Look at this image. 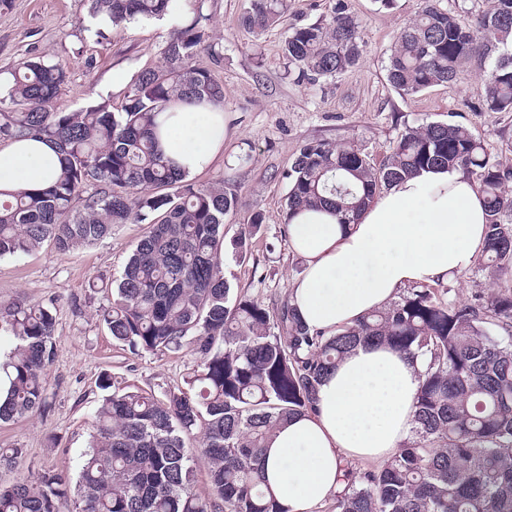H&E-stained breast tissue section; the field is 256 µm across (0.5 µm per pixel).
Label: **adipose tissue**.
<instances>
[{
    "label": "adipose tissue",
    "instance_id": "obj_1",
    "mask_svg": "<svg viewBox=\"0 0 512 512\" xmlns=\"http://www.w3.org/2000/svg\"><path fill=\"white\" fill-rule=\"evenodd\" d=\"M167 160L193 175L224 151L227 118L207 101L157 117ZM59 173L39 139L0 150V194L35 192ZM486 211L477 183L458 169H428L375 197L358 223L303 210L288 226L302 275L289 299L311 330L333 335L384 308L410 285L447 280L477 260ZM421 364L383 346L361 345L320 385L314 412L278 429L265 450V477L284 512H314L335 494L345 459H390L411 435Z\"/></svg>",
    "mask_w": 512,
    "mask_h": 512
}]
</instances>
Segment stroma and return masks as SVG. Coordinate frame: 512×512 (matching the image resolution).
<instances>
[{"instance_id": "stroma-1", "label": "stroma", "mask_w": 512, "mask_h": 512, "mask_svg": "<svg viewBox=\"0 0 512 512\" xmlns=\"http://www.w3.org/2000/svg\"><path fill=\"white\" fill-rule=\"evenodd\" d=\"M336 0H287L280 22L261 33L243 17L249 0H201L208 15L212 49L195 58L224 84L229 136L224 153L192 176L198 186L224 181L238 205L224 219V250L244 242L241 260L228 262L224 276L235 292L276 308L303 269L291 250L286 220L287 173L301 146L314 141L354 144L381 162L406 128L428 122L466 126L484 139L495 159L512 167V112L487 110L480 86L491 64L472 60L455 82L404 95L387 80L388 58L397 34L414 18L420 0H343L358 21L360 59L348 71L316 81L301 77L284 53L294 27L325 18ZM170 31L153 21L96 30L87 0H0V109L9 111L7 79L19 62L44 56L63 63L67 82L56 111L75 112L104 102L121 111L137 74L164 63ZM122 73L113 86V73ZM259 230H252L254 218ZM140 223L120 224L93 245L60 252L42 245L0 259V302L18 297L53 303L57 351L47 370V411L0 424V447L24 453L0 466V484L44 471L76 478L87 449L92 417L104 392L139 389L164 398L194 393L198 359L191 349L134 353L113 341L103 321L110 291H91L99 277L120 274L146 232ZM512 291V276L495 275L484 262L435 284L437 296L455 305L488 302Z\"/></svg>"}]
</instances>
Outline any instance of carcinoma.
Instances as JSON below:
<instances>
[{
  "label": "carcinoma",
  "mask_w": 512,
  "mask_h": 512,
  "mask_svg": "<svg viewBox=\"0 0 512 512\" xmlns=\"http://www.w3.org/2000/svg\"><path fill=\"white\" fill-rule=\"evenodd\" d=\"M171 0H89L93 19L115 26L159 18ZM285 0H250L244 18L265 31ZM209 18L197 6L174 24L165 65L139 72L120 112L98 103L76 112L52 107L67 79L64 64L43 56L12 73L0 110V141L45 139L58 149L61 172L40 192L0 199V259L50 241L59 251L99 241L115 224L144 223L120 275L105 287L103 319L112 339L134 352L178 351L199 359L194 394L163 399L139 390L112 392L92 421L90 446L76 482L74 512H282L263 489L264 448L288 419L315 409L324 376L357 343H378L424 360L414 429L378 471L343 470L336 512H512V293L451 306L429 288L411 292L324 336L311 331L289 300L277 311L233 292L224 279V217L238 198L220 180L198 187L174 172L158 145L156 118L176 102H224V84L191 65ZM512 0H489L473 24L421 0L397 35L389 82L405 95L456 80L474 57L495 62L481 86L488 109L512 112ZM285 53L310 79L340 74L361 53L358 22L341 4L319 23L292 28ZM458 168L476 177L487 231L482 256L512 270V170L460 124L406 129L378 165L360 149L316 141L303 146L288 174L287 218L331 207L353 224L377 190L427 168ZM502 334L493 336L488 326ZM0 331L16 340L0 402L7 423L49 407L47 366L56 354L51 307L14 299L0 304ZM202 432L209 498L195 492L197 472L185 437ZM68 480L43 472L0 485V512H59Z\"/></svg>",
  "instance_id": "carcinoma-1"
}]
</instances>
